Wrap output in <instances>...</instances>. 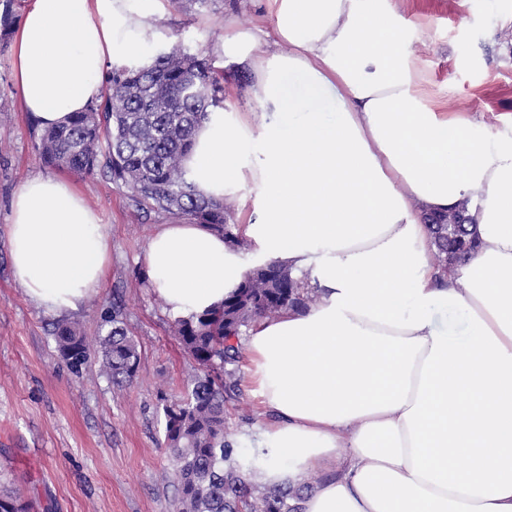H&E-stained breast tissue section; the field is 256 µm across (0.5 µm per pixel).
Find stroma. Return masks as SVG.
Segmentation results:
<instances>
[{
	"label": "stroma",
	"mask_w": 512,
	"mask_h": 512,
	"mask_svg": "<svg viewBox=\"0 0 512 512\" xmlns=\"http://www.w3.org/2000/svg\"><path fill=\"white\" fill-rule=\"evenodd\" d=\"M409 23L404 45L441 111L464 113L478 131L512 139V14L506 0H394ZM25 0L0 20V484L18 490L32 512H173L177 486L164 433L162 399L181 395L196 373L171 333L172 315L145 278L151 238L180 218L141 212L109 176H81L50 167L36 145L40 127L23 112L11 78L14 30ZM266 0H213L207 7L175 0L165 36L209 58L224 23H261ZM33 177L70 182L99 213L112 249L106 278L75 312L49 314L13 278L6 234L18 187ZM120 301L137 343L133 380L117 386L99 358L80 372L62 360L52 336L58 321L77 324L88 339ZM240 359L238 392L224 396L227 436L235 457L252 458L251 437L270 420L252 392Z\"/></svg>",
	"instance_id": "1"
}]
</instances>
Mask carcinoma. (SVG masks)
<instances>
[{
	"instance_id": "1",
	"label": "carcinoma",
	"mask_w": 512,
	"mask_h": 512,
	"mask_svg": "<svg viewBox=\"0 0 512 512\" xmlns=\"http://www.w3.org/2000/svg\"><path fill=\"white\" fill-rule=\"evenodd\" d=\"M221 84L206 60L180 48L162 52L152 66L115 70L101 100L63 124L41 132L38 150L45 164L79 175L102 171L128 189L139 210H161L241 245L231 206L201 193L184 166L195 129L222 106ZM466 208L428 217L434 260L443 271L457 267L475 249V225ZM318 299L309 276L296 279L271 263L244 275L224 305L191 318H178L173 335L193 359L197 373L187 391L163 405L165 439L177 484L175 512H288V490L264 484L256 492L243 476L261 477L256 462L231 459L224 436V391L240 356L239 337L263 318L307 308ZM106 333L92 343L73 324L59 322L53 335L65 363L79 371L101 354L116 384L132 381L139 352L119 307H112ZM245 475H240V472ZM0 512H28L14 492L0 491Z\"/></svg>"
}]
</instances>
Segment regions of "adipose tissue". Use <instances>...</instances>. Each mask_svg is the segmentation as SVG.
<instances>
[{
  "label": "adipose tissue",
  "mask_w": 512,
  "mask_h": 512,
  "mask_svg": "<svg viewBox=\"0 0 512 512\" xmlns=\"http://www.w3.org/2000/svg\"><path fill=\"white\" fill-rule=\"evenodd\" d=\"M269 2L266 28L227 26L211 48L253 75L248 107L211 113L186 159L210 197L250 185L249 247L168 224L147 281L177 318L272 261L320 289L242 341L272 416L254 441L265 480L303 488L300 512H512V140L435 110L392 0ZM168 14V0H27L11 62L25 111L46 128L85 111L112 69L152 65ZM460 207L479 246L448 275L425 218ZM8 241L45 312L78 310L104 280L111 239L65 180L18 189ZM317 470L332 479L304 489Z\"/></svg>",
  "instance_id": "1"
}]
</instances>
